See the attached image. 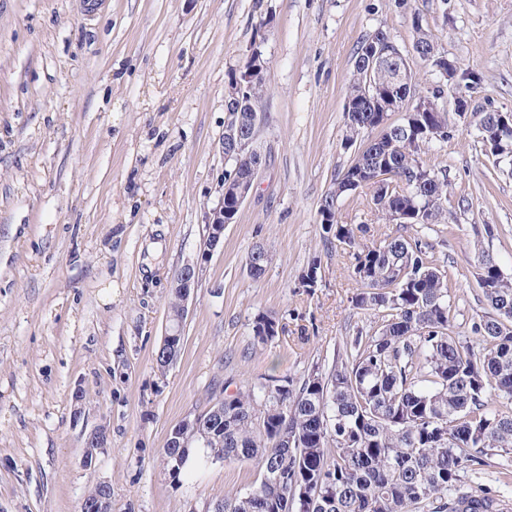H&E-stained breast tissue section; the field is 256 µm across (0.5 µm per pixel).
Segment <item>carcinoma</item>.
<instances>
[{
    "instance_id": "cac0c4a2",
    "label": "carcinoma",
    "mask_w": 512,
    "mask_h": 512,
    "mask_svg": "<svg viewBox=\"0 0 512 512\" xmlns=\"http://www.w3.org/2000/svg\"><path fill=\"white\" fill-rule=\"evenodd\" d=\"M411 49L433 71L448 70V56L437 49L420 11L411 13ZM369 38L358 45L346 96L347 139L377 132L354 157L343 178L333 184L319 207L323 240L346 247L352 272L361 285L353 306L375 311L378 324L357 331L349 352L331 368L314 366L299 383L284 375L270 384L240 389L222 399L224 421L211 411L200 415L191 448L175 465L178 449H163L166 469L182 472L198 451L226 463L254 461L260 478L246 493L224 497L229 512H281L293 500V512H500L499 500L483 491L448 498V489L466 465H480L491 452L512 450V413L493 401L512 403V277L493 257L477 249L476 281L491 311L474 322L477 343L451 335L448 271L423 240L434 224L448 221V169L431 168L422 150L448 143V110L440 105L445 90L425 88L416 78L403 87L393 69L371 72L360 64ZM268 62L260 52L245 57L228 73L225 100L235 91L241 112L261 102ZM251 79L243 81V74ZM403 113L401 121L380 123V102ZM478 138L494 168L512 163V141L498 113H486ZM442 130L428 138L430 130ZM390 166L402 191L372 189L377 218L401 221L414 235L390 236L376 247L363 242L365 224H341L335 205L354 193L347 186L370 165ZM277 317L257 314L255 344L276 335Z\"/></svg>"
}]
</instances>
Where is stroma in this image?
I'll list each match as a JSON object with an SVG mask.
<instances>
[{
  "instance_id": "1",
  "label": "stroma",
  "mask_w": 512,
  "mask_h": 512,
  "mask_svg": "<svg viewBox=\"0 0 512 512\" xmlns=\"http://www.w3.org/2000/svg\"><path fill=\"white\" fill-rule=\"evenodd\" d=\"M423 10L439 50L478 74L476 106L512 113V0ZM378 28L410 49L398 0H0V512H79L105 481L112 512H207L254 486L253 462L202 457L175 480L162 452L221 393L330 368L376 325L353 307L351 259L324 243L318 209L366 142H346L344 106L356 48ZM254 44L269 63L252 144L262 166L189 298L181 353L161 370L171 279L200 255L232 167L225 80ZM421 158L448 168L453 216L425 238L451 274L450 331L469 340L488 310L476 247L512 277V174L494 173L462 121ZM337 217L369 225L378 243L396 230L375 223L365 188ZM483 224L495 232L479 242ZM259 244L271 260L254 278ZM266 311L282 331L262 347L251 326ZM103 423L110 439L84 465L85 436ZM476 490L512 512V452L463 468L448 495Z\"/></svg>"
}]
</instances>
